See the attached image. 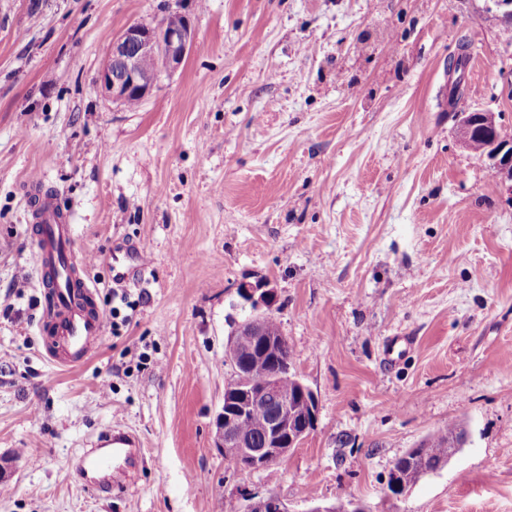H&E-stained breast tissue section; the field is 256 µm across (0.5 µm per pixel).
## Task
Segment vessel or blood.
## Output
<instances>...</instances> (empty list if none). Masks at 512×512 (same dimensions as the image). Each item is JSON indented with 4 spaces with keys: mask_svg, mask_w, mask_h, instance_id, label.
Here are the masks:
<instances>
[{
    "mask_svg": "<svg viewBox=\"0 0 512 512\" xmlns=\"http://www.w3.org/2000/svg\"><path fill=\"white\" fill-rule=\"evenodd\" d=\"M30 199L38 212L36 269L48 283L52 307L50 321L42 325L46 354L60 367L83 364L104 331V315L94 304L95 291L77 274L80 266L74 251L71 216L54 197L40 193L41 181L31 178ZM142 451L137 437L115 426L102 430L81 456L80 469L97 476L98 490L118 488V476L126 474Z\"/></svg>",
    "mask_w": 512,
    "mask_h": 512,
    "instance_id": "obj_1",
    "label": "vessel or blood"
}]
</instances>
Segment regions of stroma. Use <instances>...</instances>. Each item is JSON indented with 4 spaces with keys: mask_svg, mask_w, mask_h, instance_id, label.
Masks as SVG:
<instances>
[{
    "mask_svg": "<svg viewBox=\"0 0 512 512\" xmlns=\"http://www.w3.org/2000/svg\"><path fill=\"white\" fill-rule=\"evenodd\" d=\"M169 11L193 24L181 67L134 110L98 93L113 37ZM504 29L493 0H0V512H224L242 491L512 512V188L455 121L489 110L512 136ZM35 176L119 318L70 369L40 335ZM125 243L147 266L117 285ZM244 285L275 289L319 413L280 464L233 473L214 421ZM393 336L414 342L396 361ZM454 423L448 466L392 495V462ZM116 424L143 456L105 493L77 461Z\"/></svg>",
    "mask_w": 512,
    "mask_h": 512,
    "instance_id": "35a3bbf8",
    "label": "stroma"
}]
</instances>
